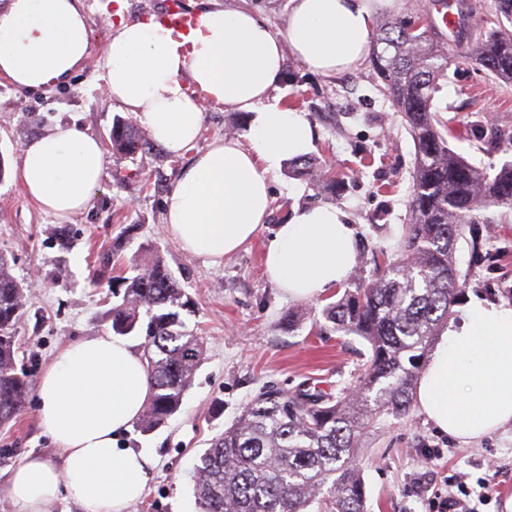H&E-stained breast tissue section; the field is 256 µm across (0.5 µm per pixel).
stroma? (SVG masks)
Masks as SVG:
<instances>
[{"mask_svg":"<svg viewBox=\"0 0 512 512\" xmlns=\"http://www.w3.org/2000/svg\"><path fill=\"white\" fill-rule=\"evenodd\" d=\"M198 12L231 5L249 9L274 27H283L289 0H182ZM168 0H85L91 55L69 85L50 91H21L0 77V254L20 280L36 281L32 304L16 325L22 346L19 363L39 382L57 353L76 340L110 332L105 318L119 289L118 276L131 259L161 256L182 288L195 300L189 328L204 339L205 355L178 411L149 433L130 428L120 446L145 448L155 458L144 497L128 512H197L194 468L211 439L229 427L263 387L292 394L299 389L337 392L353 384L366 343L340 333L315 334L328 301L344 292L307 300L285 298L264 276V243L295 206L333 204L348 215L357 233L354 276H369L380 256L399 257L408 222L416 152L405 122L371 65L327 78L294 59L277 90L281 102L307 113L315 129L310 152L318 170L335 179V193L315 186L284 165L270 178L269 216L256 238L212 267L179 249L165 231V192L187 157L160 160L106 155L103 181L92 204L68 222L71 249L52 235L57 220L41 212L21 188L16 168L23 145L38 135L28 113L47 117L49 126L69 124L109 143L118 109L101 90L100 54L117 14L135 20L163 16ZM433 108L456 138L450 147L479 167L512 161V150L488 147L478 136L490 124L512 126V83L487 77L474 66L452 69ZM237 126L248 129L238 111L211 104L197 148L225 137ZM148 189H141V181ZM480 241L462 237L456 258L468 285L466 295L512 302V210L482 209ZM303 310L292 325L288 314ZM39 399L30 393L21 416L0 428V512H15L9 477L28 452L50 462L59 456L39 427ZM360 459L366 485V512H435L437 496L465 482L479 512H504L512 499V424L468 443L440 433L419 412L383 415L367 431ZM490 479L492 499L479 500V483Z\"/></svg>","mask_w":512,"mask_h":512,"instance_id":"stroma-1","label":"stroma"}]
</instances>
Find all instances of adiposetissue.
Instances as JSON below:
<instances>
[{"mask_svg":"<svg viewBox=\"0 0 512 512\" xmlns=\"http://www.w3.org/2000/svg\"><path fill=\"white\" fill-rule=\"evenodd\" d=\"M375 15L368 0H289L283 28L251 11L213 7L181 34L164 19L118 20L101 58L103 92L154 141L190 161L168 189L166 233L210 266L250 243L266 221L269 177L313 148L306 113L275 95L285 58L336 77L362 66ZM90 55L84 0H8L0 10V76L19 90L68 85ZM248 113L246 141L195 144L208 104ZM99 139L72 125L31 138L17 168L29 200L65 220L85 210L104 176ZM355 229L336 205L298 206L264 252L266 278L292 299L322 296L357 263ZM440 332L417 381L422 414L461 442L512 423V306L467 298ZM153 390L141 352L109 334L61 349L38 394L44 432L65 458L58 468L28 454L14 470L16 512H46L60 494L82 512H127L154 465L145 449L118 445Z\"/></svg>","mask_w":512,"mask_h":512,"instance_id":"ef3b65f1","label":"adipose tissue"}]
</instances>
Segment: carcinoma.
Returning a JSON list of instances; mask_svg holds the SVG:
<instances>
[{"label":"carcinoma","instance_id":"cac0c4a2","mask_svg":"<svg viewBox=\"0 0 512 512\" xmlns=\"http://www.w3.org/2000/svg\"><path fill=\"white\" fill-rule=\"evenodd\" d=\"M457 27L447 35L429 9L423 25L387 20L373 63L402 113L416 151L410 217L403 255L387 259L323 309L321 333L354 334L368 357L352 388L316 391L305 401L276 389L259 393L241 417L216 436L196 465L198 512H365L366 489L357 463L364 430L382 414L409 413L417 370L466 282L457 272V241L474 231L477 212L493 203L512 208V162L495 173L454 152L432 110L439 81L451 67L476 64L512 81V0H454ZM112 153L150 155L151 141L132 118L118 117ZM122 277L120 300L107 318L116 336L145 332L143 356L153 396L136 423L150 432L173 415L202 361L203 342L182 313L196 303L155 256ZM29 302L28 284L0 257V426L19 416L30 384L17 369L15 325Z\"/></svg>","mask_w":512,"mask_h":512}]
</instances>
